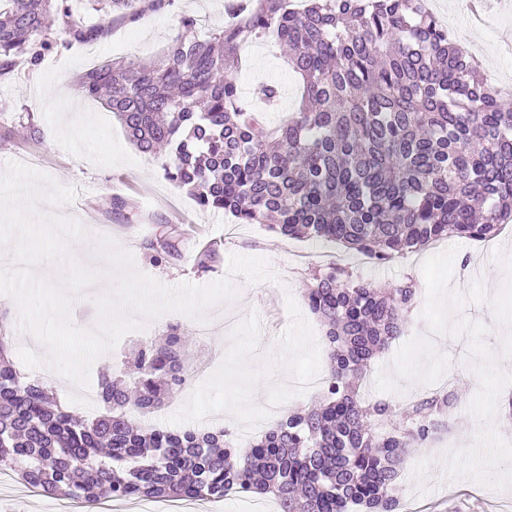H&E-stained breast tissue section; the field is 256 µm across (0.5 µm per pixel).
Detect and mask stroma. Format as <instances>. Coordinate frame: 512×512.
Listing matches in <instances>:
<instances>
[{
  "instance_id": "stroma-1",
  "label": "stroma",
  "mask_w": 512,
  "mask_h": 512,
  "mask_svg": "<svg viewBox=\"0 0 512 512\" xmlns=\"http://www.w3.org/2000/svg\"><path fill=\"white\" fill-rule=\"evenodd\" d=\"M429 2L453 41L480 43L481 74L487 83L512 91V7L501 5L475 25L464 0ZM185 14L196 16L198 34H206L223 27L224 0H174L171 7L147 14L139 23L114 22L105 39L60 45L36 66L19 60L11 79L0 80V165L25 160L59 183L76 188V200L60 207L59 215L80 219L90 233L99 226H111L113 238L131 252L137 268L164 285H202L228 277V259L233 254L268 259L275 280L250 283L234 277L238 298L210 309V316L222 313L234 319L218 342L200 339L197 329L185 328L189 363L219 351L223 366L209 383H188L148 418L149 423L172 430L198 429L207 413L222 408L225 428L246 443L268 428L264 422L246 426V417L279 400L289 410L309 406L316 392L295 387V380L327 372L325 328L303 299L314 267L338 260L376 285L406 277L419 281L421 262L453 247L458 258L453 288L467 290L479 279L493 293L501 281L493 252L500 247L512 257V235L488 242L452 238L381 265L371 259L357 261L341 246L283 237L267 225L239 224L224 212L202 209L188 190L164 178L161 158L140 153L101 101L77 90L90 58L160 56L171 39L181 34L180 18ZM240 54L243 99H251L258 83L280 85L279 102L265 114L267 123L277 126L297 105L295 77L266 41L249 42ZM118 199L123 202L119 208L114 205ZM163 226L173 232L178 254L157 263L147 245ZM208 242L215 251L205 260L201 254ZM421 313V308L412 309L403 335L372 360L361 390L369 400L404 403L441 389L448 374L457 376L460 403L449 428L432 442L413 447L403 466L397 485L402 512H512L507 504L512 496L507 492H487L469 477L449 480L439 463L447 450L470 444L482 428L468 411L479 380L470 369L468 336L431 334ZM426 458L433 461L424 477L430 491L420 496L413 468ZM62 503V498L38 492L15 478L9 489L0 491V512H60Z\"/></svg>"
}]
</instances>
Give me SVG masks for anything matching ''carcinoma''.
I'll return each mask as SVG.
<instances>
[{
	"instance_id": "carcinoma-1",
	"label": "carcinoma",
	"mask_w": 512,
	"mask_h": 512,
	"mask_svg": "<svg viewBox=\"0 0 512 512\" xmlns=\"http://www.w3.org/2000/svg\"><path fill=\"white\" fill-rule=\"evenodd\" d=\"M0 0V79L18 57L38 64L56 36L101 39L171 0ZM234 21L177 36L152 65L112 61L83 75L146 155L168 149L167 180L204 208L288 238L339 242L387 263L450 238L489 240L512 223V102L479 75L427 0H227ZM271 38L288 50L301 103L278 126L242 99L239 52ZM154 260L177 256L161 233ZM414 280L383 287L342 266L319 269L305 304L324 324L328 375L317 406L292 410L238 449L213 431L144 424L184 383L186 340L171 326L138 344L129 386L104 373L105 413L76 418L38 380L21 377L0 334V471L87 503L138 497L223 499L271 494L281 512H401L408 450L448 426L453 390L401 406L364 400L371 360L404 332Z\"/></svg>"
}]
</instances>
